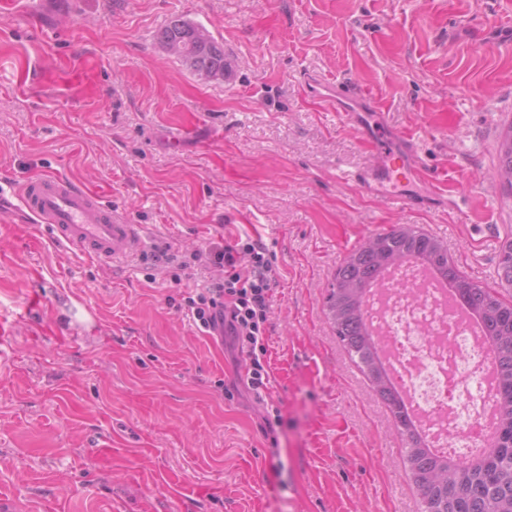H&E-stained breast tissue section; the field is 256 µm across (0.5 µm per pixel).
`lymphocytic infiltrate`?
<instances>
[{
    "label": "lymphocytic infiltrate",
    "instance_id": "f902f5d3",
    "mask_svg": "<svg viewBox=\"0 0 512 512\" xmlns=\"http://www.w3.org/2000/svg\"><path fill=\"white\" fill-rule=\"evenodd\" d=\"M203 268L223 269V277L188 296L186 307L203 332L221 331L245 363L243 380L256 402H264L270 376L266 360L268 313L278 272L274 256L256 240H235L221 250L199 251Z\"/></svg>",
    "mask_w": 512,
    "mask_h": 512
}]
</instances>
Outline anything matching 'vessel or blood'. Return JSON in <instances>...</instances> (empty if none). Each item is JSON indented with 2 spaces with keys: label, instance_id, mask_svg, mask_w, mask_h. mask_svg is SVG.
<instances>
[{
  "label": "vessel or blood",
  "instance_id": "vessel-or-blood-1",
  "mask_svg": "<svg viewBox=\"0 0 512 512\" xmlns=\"http://www.w3.org/2000/svg\"><path fill=\"white\" fill-rule=\"evenodd\" d=\"M306 92L321 107L332 110L349 97L348 92L331 84L313 83ZM346 119L363 134L375 157L358 177L366 192L391 197L402 205L408 202L399 191L403 184L422 182L431 193L439 192L443 181L427 170L412 133L392 129L376 132L362 110L347 113ZM12 193L19 209L31 219L52 226L59 243L100 263L117 262L145 247L138 225L118 216L95 192L72 180L47 174L13 186Z\"/></svg>",
  "mask_w": 512,
  "mask_h": 512
}]
</instances>
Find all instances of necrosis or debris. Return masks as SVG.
Wrapping results in <instances>:
<instances>
[{
	"label": "necrosis or debris",
	"instance_id": "obj_1",
	"mask_svg": "<svg viewBox=\"0 0 512 512\" xmlns=\"http://www.w3.org/2000/svg\"><path fill=\"white\" fill-rule=\"evenodd\" d=\"M367 314L431 445L458 459L477 453L495 404L486 355L454 306L405 263L369 296Z\"/></svg>",
	"mask_w": 512,
	"mask_h": 512
}]
</instances>
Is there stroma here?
<instances>
[{"label": "stroma", "instance_id": "obj_1", "mask_svg": "<svg viewBox=\"0 0 512 512\" xmlns=\"http://www.w3.org/2000/svg\"><path fill=\"white\" fill-rule=\"evenodd\" d=\"M512 0H45L0 8V184L54 173L144 231L105 266L0 201V512H419L405 444L324 314L344 256L413 224L468 281L498 276L512 193ZM176 19L236 58L199 79L159 44ZM363 91L410 131L438 201L362 191L373 156L309 81ZM275 256L267 434L234 351L187 314L200 248ZM94 331L76 340L82 318ZM497 177L503 186L512 190V125L504 133L499 145Z\"/></svg>", "mask_w": 512, "mask_h": 512}]
</instances>
